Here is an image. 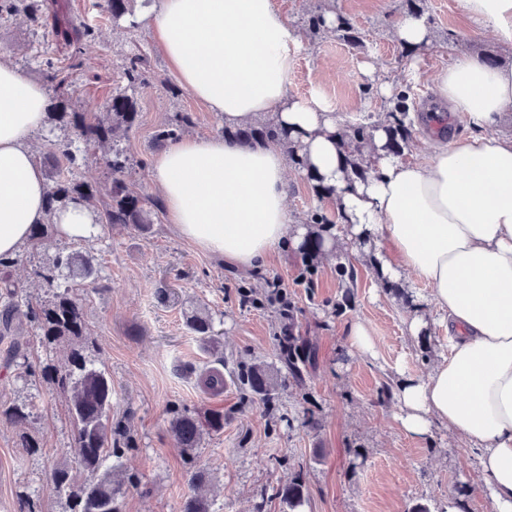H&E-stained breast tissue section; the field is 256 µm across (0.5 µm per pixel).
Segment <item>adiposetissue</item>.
<instances>
[{"mask_svg": "<svg viewBox=\"0 0 512 512\" xmlns=\"http://www.w3.org/2000/svg\"><path fill=\"white\" fill-rule=\"evenodd\" d=\"M462 14L512 43V0H459ZM145 18L179 83L228 129L272 113L301 145L309 170L333 187L327 204L348 239L374 244L389 281L414 274L428 289L417 307L439 314L448 352L423 378L398 385L404 431L441 428L477 454L491 512H512V138L494 135L512 111V69L456 56L432 78L473 135L439 141L424 164L406 163L373 133V171L348 179L342 126L321 95H288L302 48L274 0H156ZM44 88L0 60V256L15 255L33 225L53 219L72 239L97 234L88 209L48 211L45 178L29 147L44 129ZM287 155L271 142L186 137L153 160L151 180L177 232L210 255L243 268L297 246L307 229L286 203Z\"/></svg>", "mask_w": 512, "mask_h": 512, "instance_id": "ef3b65f1", "label": "adipose tissue"}]
</instances>
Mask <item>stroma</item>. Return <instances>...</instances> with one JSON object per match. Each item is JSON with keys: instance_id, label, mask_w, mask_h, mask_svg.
Returning <instances> with one entry per match:
<instances>
[{"instance_id": "obj_1", "label": "stroma", "mask_w": 512, "mask_h": 512, "mask_svg": "<svg viewBox=\"0 0 512 512\" xmlns=\"http://www.w3.org/2000/svg\"><path fill=\"white\" fill-rule=\"evenodd\" d=\"M76 22L92 28L77 55L47 45L43 29L25 14L0 19V54H7L25 76L43 81L45 60L62 70V88H47L48 99L69 98L81 112L101 113L117 89L126 87L130 58L143 54L149 77L137 85V120L122 145L134 158L126 176L131 190L152 201L153 224L140 233L102 225L100 233L74 240L52 233L24 244L7 270L19 308L45 307L56 289L41 276L57 254L93 255V281H75L71 297L82 305L84 356L112 377V417L130 418L132 444L120 459L127 485L123 512H180L192 495V470L206 473L212 512H288L277 490L294 473L307 486L303 512H411L427 505L445 512L460 486H469L467 512H487L475 455L446 431L424 438L407 435L395 419L396 399L379 401L382 383L402 376H426L442 351V329L411 336L409 306L379 278L372 254L334 238L331 251L306 262L302 248L274 254L257 269L224 263L181 237L170 224L150 177L159 149L155 136L177 112L189 113V134L220 136L224 122L191 96L171 72L145 22L130 14L120 20L101 16L96 0H57ZM295 23L302 48L289 74L288 94L319 93L341 122L380 115L393 105L381 86L403 94L411 112H428L436 101L429 75L452 64L458 52L494 58L512 69V47L498 41L490 26L476 28L458 11L456 0H274ZM318 9L343 16L361 32L353 49L336 28L310 36L306 19ZM406 13L425 18L428 44L407 53L392 36ZM288 211L297 223L324 202L305 171L288 169ZM355 267V288L344 290L338 263ZM313 268V288L301 274ZM293 306L285 320L275 289ZM207 307L218 346L203 347L186 317ZM366 325L375 353L354 351L346 329ZM316 350L302 384L289 383L280 359L284 326ZM21 355L12 359L0 344V407L19 405L22 423L0 420V512H67L65 495L50 481L51 471L76 467L73 427L54 368L68 347L42 336L36 324L21 321L12 333ZM262 365L277 386L273 403L244 392L237 382L243 366ZM223 371L221 393L201 383L205 371ZM224 415V428L204 435L195 461H186L169 430L174 412ZM315 427H308V420Z\"/></svg>"}]
</instances>
